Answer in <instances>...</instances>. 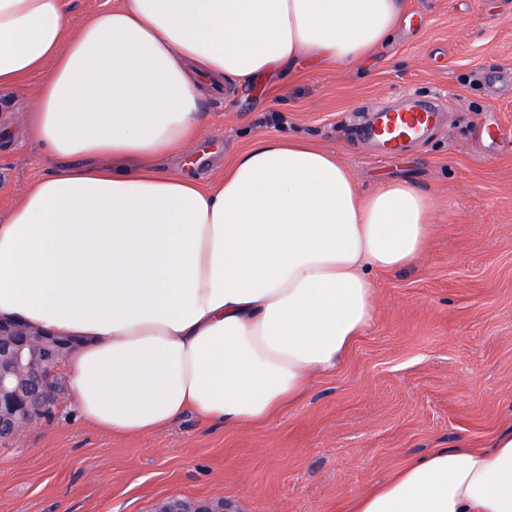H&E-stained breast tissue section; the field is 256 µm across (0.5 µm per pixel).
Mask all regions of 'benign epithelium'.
Listing matches in <instances>:
<instances>
[{
	"label": "benign epithelium",
	"mask_w": 512,
	"mask_h": 512,
	"mask_svg": "<svg viewBox=\"0 0 512 512\" xmlns=\"http://www.w3.org/2000/svg\"><path fill=\"white\" fill-rule=\"evenodd\" d=\"M64 356L53 338L36 328L0 320V439L21 437L65 396ZM153 512H234L224 499L167 498Z\"/></svg>",
	"instance_id": "1"
}]
</instances>
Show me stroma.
<instances>
[{
  "label": "stroma",
  "mask_w": 512,
  "mask_h": 512,
  "mask_svg": "<svg viewBox=\"0 0 512 512\" xmlns=\"http://www.w3.org/2000/svg\"><path fill=\"white\" fill-rule=\"evenodd\" d=\"M392 38L358 67L302 64L203 99L192 155L171 159L210 186L266 136L336 154L361 189L407 179L433 204L416 266L379 274L373 327L336 373L265 423L186 414L147 435L88 427L71 398L0 442V512H152L162 498L224 499L237 512H346L413 456L512 426V0H403ZM39 77L0 90V220L50 168L24 134ZM407 97L438 101L439 127L398 155L363 140L358 116ZM500 128L502 141L477 137Z\"/></svg>",
  "instance_id": "stroma-1"
}]
</instances>
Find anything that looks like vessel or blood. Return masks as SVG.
Masks as SVG:
<instances>
[{
  "label": "vessel or blood",
  "instance_id": "obj_1",
  "mask_svg": "<svg viewBox=\"0 0 512 512\" xmlns=\"http://www.w3.org/2000/svg\"><path fill=\"white\" fill-rule=\"evenodd\" d=\"M437 117V108L406 99L393 106H374L365 131L386 152L397 153L423 137Z\"/></svg>",
  "mask_w": 512,
  "mask_h": 512
}]
</instances>
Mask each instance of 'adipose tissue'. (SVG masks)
<instances>
[{
  "instance_id": "ef3b65f1",
  "label": "adipose tissue",
  "mask_w": 512,
  "mask_h": 512,
  "mask_svg": "<svg viewBox=\"0 0 512 512\" xmlns=\"http://www.w3.org/2000/svg\"><path fill=\"white\" fill-rule=\"evenodd\" d=\"M399 0H0V88L40 76L25 131L52 172L0 222V318L79 339L64 373L82 420L142 435L187 412L265 422L374 323L375 273L432 233L409 181L362 192L314 144L265 137L215 185L164 168L205 117L200 78L245 87L307 60L356 66ZM349 512H512V429L437 448Z\"/></svg>"
}]
</instances>
